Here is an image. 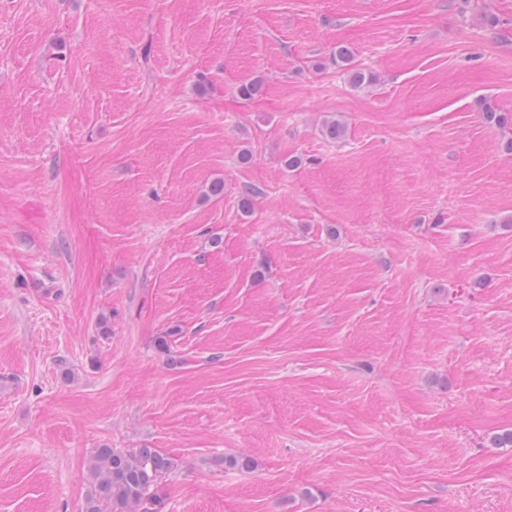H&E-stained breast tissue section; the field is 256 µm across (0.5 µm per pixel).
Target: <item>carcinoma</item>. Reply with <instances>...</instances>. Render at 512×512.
I'll use <instances>...</instances> for the list:
<instances>
[{
	"instance_id": "obj_1",
	"label": "carcinoma",
	"mask_w": 512,
	"mask_h": 512,
	"mask_svg": "<svg viewBox=\"0 0 512 512\" xmlns=\"http://www.w3.org/2000/svg\"><path fill=\"white\" fill-rule=\"evenodd\" d=\"M171 467V460L152 448L96 449L88 464L83 512H162L159 480Z\"/></svg>"
}]
</instances>
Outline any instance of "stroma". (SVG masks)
<instances>
[{
	"label": "stroma",
	"mask_w": 512,
	"mask_h": 512,
	"mask_svg": "<svg viewBox=\"0 0 512 512\" xmlns=\"http://www.w3.org/2000/svg\"><path fill=\"white\" fill-rule=\"evenodd\" d=\"M507 430L512 0H0V512H512ZM171 467V460L152 448L134 453L96 449L82 512H162L159 480Z\"/></svg>",
	"instance_id": "obj_1"
}]
</instances>
